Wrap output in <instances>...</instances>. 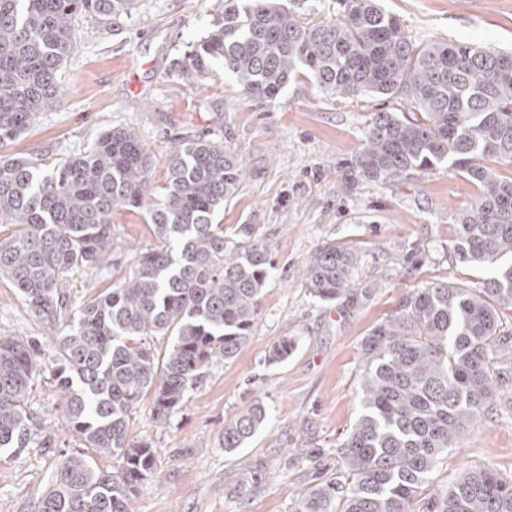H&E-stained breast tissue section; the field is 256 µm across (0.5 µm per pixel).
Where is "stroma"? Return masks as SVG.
Instances as JSON below:
<instances>
[{
  "mask_svg": "<svg viewBox=\"0 0 512 512\" xmlns=\"http://www.w3.org/2000/svg\"><path fill=\"white\" fill-rule=\"evenodd\" d=\"M220 0H137L130 14L102 24L77 23L78 44L63 65V96L0 153L47 162L79 155L104 132L134 129L163 185L165 160L179 138L204 135L233 148L243 176L215 223L234 241L242 225L268 248L272 268L259 299L248 346L207 368L184 405L161 425L149 401L132 415L133 432L156 449L155 473L139 485L135 512H295L315 475L311 449L335 467L336 447L358 413L361 341L408 294L444 278L477 288L488 273L453 258L454 217L477 188L442 164L398 183L360 177L354 162L372 113L402 111L399 101L349 99L320 91L298 71L274 101L242 96L215 68L204 84L177 75L174 64L210 29ZM411 36L477 43L512 51V0H383ZM149 208H118L112 232L118 248L107 267L70 273L62 322L36 316L15 288L0 282V335L39 339L65 330L64 320L89 296L129 272L156 239ZM336 242L363 251L356 287L371 295L351 308L323 302L305 286L306 259ZM415 263H408L411 249ZM286 361L267 362L284 339ZM54 364L45 360L27 404L28 444L0 452V512H38L68 456L81 453L61 416ZM269 420L243 447L220 444L225 419L254 399ZM490 464L512 475V421L484 423L442 456L435 478L454 481L464 466Z\"/></svg>",
  "mask_w": 512,
  "mask_h": 512,
  "instance_id": "obj_1",
  "label": "stroma"
}]
</instances>
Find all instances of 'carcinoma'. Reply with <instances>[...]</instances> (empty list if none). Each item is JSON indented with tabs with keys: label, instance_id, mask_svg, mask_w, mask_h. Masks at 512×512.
<instances>
[{
	"label": "carcinoma",
	"instance_id": "cac0c4a2",
	"mask_svg": "<svg viewBox=\"0 0 512 512\" xmlns=\"http://www.w3.org/2000/svg\"><path fill=\"white\" fill-rule=\"evenodd\" d=\"M136 0H0V147L17 139L62 97L58 73L77 42L76 23H104ZM330 18L308 24L278 0H237L178 61L200 83L216 63L248 99H276L297 68L316 87L351 98H400L411 112H375L355 159L359 175L397 182L451 162L478 192L456 215L455 260L489 271L484 287L430 281L406 296L362 340L358 415L336 449L338 465L302 494L296 512H512V476L467 467L434 483L441 457L462 448L476 424L512 419V52L478 44L417 45L381 0H338ZM165 185L151 207L160 244L133 271L91 296L54 345L61 415L84 447L112 456L104 471L67 457L39 512H132L156 449L131 435L147 393L162 423L206 369L231 360L251 335L269 269L268 251L224 241L217 209L232 198L242 165L205 136L185 139L166 158ZM153 161L132 129L103 133L76 158L51 165L0 156V280L48 322L63 308L64 277L102 266L114 243L112 212L154 194ZM364 254L324 243L306 261L305 287L324 302L365 303L353 287ZM167 339L160 350L146 337ZM43 344L0 336V449L28 444L26 405ZM259 399L224 422L227 450L242 448L267 422Z\"/></svg>",
	"mask_w": 512,
	"mask_h": 512
}]
</instances>
